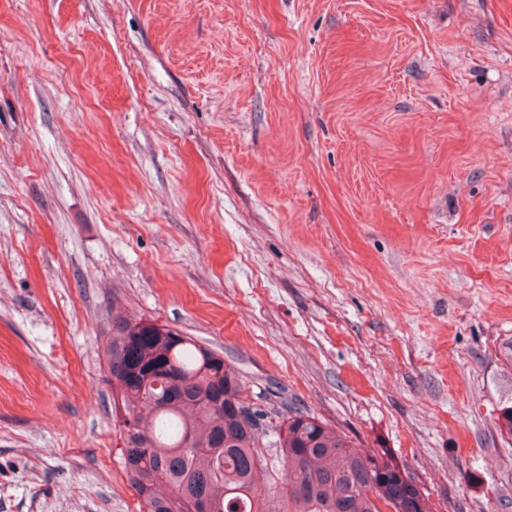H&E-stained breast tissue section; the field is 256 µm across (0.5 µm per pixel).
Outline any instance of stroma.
I'll return each mask as SVG.
<instances>
[{"instance_id": "stroma-1", "label": "stroma", "mask_w": 512, "mask_h": 512, "mask_svg": "<svg viewBox=\"0 0 512 512\" xmlns=\"http://www.w3.org/2000/svg\"><path fill=\"white\" fill-rule=\"evenodd\" d=\"M116 316L512 512V0H0V512H141Z\"/></svg>"}]
</instances>
